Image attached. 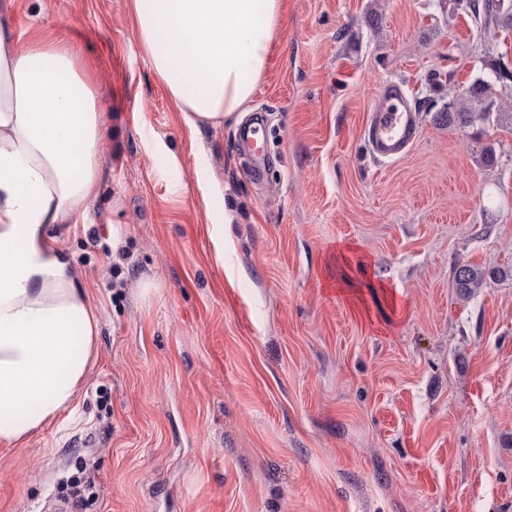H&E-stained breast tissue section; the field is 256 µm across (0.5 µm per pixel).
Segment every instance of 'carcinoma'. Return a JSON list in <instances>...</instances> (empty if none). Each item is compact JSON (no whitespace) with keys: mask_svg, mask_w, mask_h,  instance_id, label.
I'll use <instances>...</instances> for the list:
<instances>
[{"mask_svg":"<svg viewBox=\"0 0 512 512\" xmlns=\"http://www.w3.org/2000/svg\"><path fill=\"white\" fill-rule=\"evenodd\" d=\"M482 9L487 21L494 22L505 29L512 28V9L504 8L503 0H485ZM512 83V71L502 67L494 71V79L475 80L458 98L439 110L437 118L450 125L466 127L475 120L488 121L495 106V85ZM485 282V271L470 264H461L454 270L453 283L457 293L463 298L471 297Z\"/></svg>","mask_w":512,"mask_h":512,"instance_id":"cac0c4a2","label":"carcinoma"}]
</instances>
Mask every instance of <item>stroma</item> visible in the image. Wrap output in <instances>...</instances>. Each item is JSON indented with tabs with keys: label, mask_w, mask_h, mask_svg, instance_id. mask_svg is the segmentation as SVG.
Listing matches in <instances>:
<instances>
[{
	"label": "stroma",
	"mask_w": 512,
	"mask_h": 512,
	"mask_svg": "<svg viewBox=\"0 0 512 512\" xmlns=\"http://www.w3.org/2000/svg\"><path fill=\"white\" fill-rule=\"evenodd\" d=\"M470 0H285L241 116L192 133L131 0H15L19 46L54 33L107 108L98 194L58 243L89 284L99 354L72 409L0 444V512H512V124L438 120L512 68V29ZM421 137L376 160L380 84ZM493 146L497 162L481 161ZM488 271L460 299L453 268ZM237 140L242 148L248 149L252 153V174L260 176L264 171L267 159L262 125L254 120L240 125L237 129Z\"/></svg>",
	"instance_id": "35a3bbf8"
}]
</instances>
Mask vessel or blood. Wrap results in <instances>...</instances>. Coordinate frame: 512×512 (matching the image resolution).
Here are the masks:
<instances>
[{"mask_svg":"<svg viewBox=\"0 0 512 512\" xmlns=\"http://www.w3.org/2000/svg\"><path fill=\"white\" fill-rule=\"evenodd\" d=\"M420 134L419 117L404 83L395 79L383 82L364 131L371 153L381 161H398L417 144ZM237 140L252 154L253 175H261L266 166L261 124L252 121L240 125Z\"/></svg>","mask_w":512,"mask_h":512,"instance_id":"1","label":"vessel or blood"}]
</instances>
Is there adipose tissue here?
I'll use <instances>...</instances> for the list:
<instances>
[{
    "instance_id": "adipose-tissue-1",
    "label": "adipose tissue",
    "mask_w": 512,
    "mask_h": 512,
    "mask_svg": "<svg viewBox=\"0 0 512 512\" xmlns=\"http://www.w3.org/2000/svg\"><path fill=\"white\" fill-rule=\"evenodd\" d=\"M0 0V443L69 409L98 354L97 307L51 233L94 198L106 112L77 52L15 48ZM284 0H132L141 46L192 131L243 111L277 48Z\"/></svg>"
}]
</instances>
